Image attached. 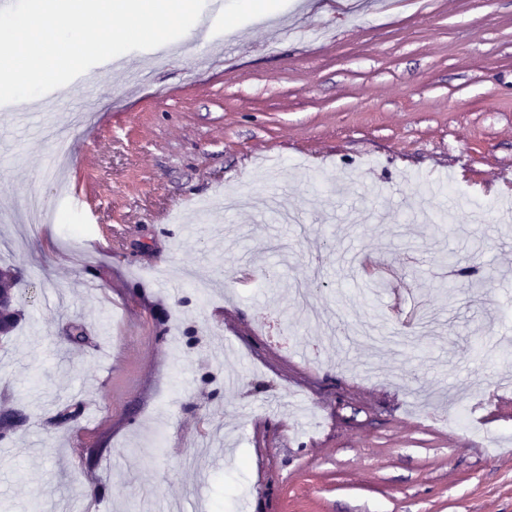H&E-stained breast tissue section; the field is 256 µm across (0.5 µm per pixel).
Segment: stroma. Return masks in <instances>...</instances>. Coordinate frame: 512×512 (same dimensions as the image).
Returning <instances> with one entry per match:
<instances>
[{
    "label": "stroma",
    "instance_id": "1",
    "mask_svg": "<svg viewBox=\"0 0 512 512\" xmlns=\"http://www.w3.org/2000/svg\"><path fill=\"white\" fill-rule=\"evenodd\" d=\"M214 31L212 71L179 38L57 88L96 118L79 207L50 117L0 105V512H512V0H224ZM33 194L63 222L22 228Z\"/></svg>",
    "mask_w": 512,
    "mask_h": 512
}]
</instances>
